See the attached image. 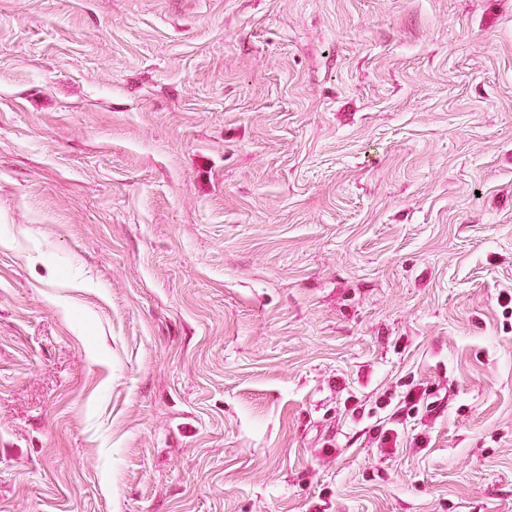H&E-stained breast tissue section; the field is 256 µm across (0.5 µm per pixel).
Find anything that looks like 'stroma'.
<instances>
[{
	"instance_id": "obj_1",
	"label": "stroma",
	"mask_w": 512,
	"mask_h": 512,
	"mask_svg": "<svg viewBox=\"0 0 512 512\" xmlns=\"http://www.w3.org/2000/svg\"><path fill=\"white\" fill-rule=\"evenodd\" d=\"M0 512H512V0H0Z\"/></svg>"
}]
</instances>
